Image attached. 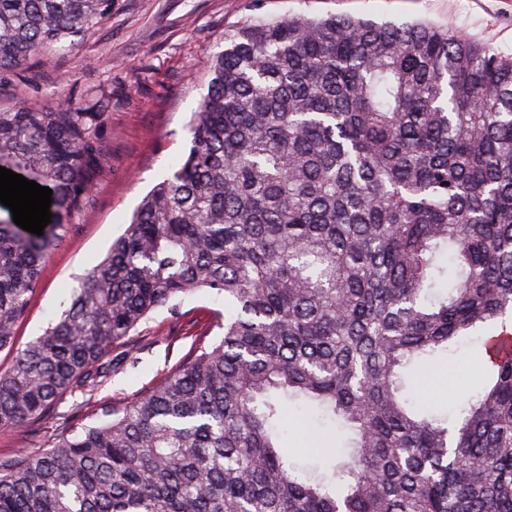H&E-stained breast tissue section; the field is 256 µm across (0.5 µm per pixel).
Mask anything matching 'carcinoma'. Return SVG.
<instances>
[{"label": "carcinoma", "mask_w": 512, "mask_h": 512, "mask_svg": "<svg viewBox=\"0 0 512 512\" xmlns=\"http://www.w3.org/2000/svg\"><path fill=\"white\" fill-rule=\"evenodd\" d=\"M114 0H0V73L73 45ZM106 95L0 110V166L53 190L37 236L0 219V427L35 430L127 360L161 308L224 297L223 334L139 400L0 457V512H512V356L453 420L405 375L512 334V56L448 25L243 17L211 55L183 160L56 323L16 330L90 205ZM352 435L313 476L281 399Z\"/></svg>", "instance_id": "cac0c4a2"}]
</instances>
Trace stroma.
Here are the masks:
<instances>
[{
  "label": "stroma",
  "mask_w": 512,
  "mask_h": 512,
  "mask_svg": "<svg viewBox=\"0 0 512 512\" xmlns=\"http://www.w3.org/2000/svg\"><path fill=\"white\" fill-rule=\"evenodd\" d=\"M336 14L378 22L429 20L452 23L504 55H512V0H115L111 19L77 46L34 58L20 70L0 73V109L36 104L80 106L110 97L105 137L110 158L98 176L93 202L46 260L18 325L17 347L41 336L62 311L78 279L107 255L127 229L142 197L172 172L189 147L186 126L206 92L212 53L224 46V32L246 15L282 18ZM224 321V299L205 293L186 297L176 310L160 309L133 336L132 365L97 390L61 400L57 414L36 435L0 427V456L47 445L65 417L85 422L107 406L133 402L177 370L206 335L216 340ZM477 340L453 346L447 358L425 368L409 396L413 401L453 408L476 396ZM282 442L293 460L315 465L320 448L346 444L347 432L320 426L318 415L285 410Z\"/></svg>",
  "instance_id": "1"
}]
</instances>
